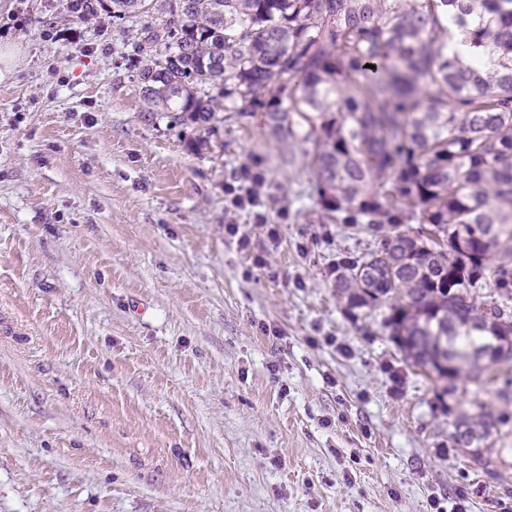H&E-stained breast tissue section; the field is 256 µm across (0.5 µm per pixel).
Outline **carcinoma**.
Listing matches in <instances>:
<instances>
[{
    "label": "carcinoma",
    "instance_id": "1",
    "mask_svg": "<svg viewBox=\"0 0 512 512\" xmlns=\"http://www.w3.org/2000/svg\"><path fill=\"white\" fill-rule=\"evenodd\" d=\"M71 17L105 12L134 43L145 118L194 125L263 113L298 146L323 214L365 224L375 250L341 258L336 296L381 326L413 369L453 399L478 385L458 424L501 436L479 398L483 373L512 366V0H68ZM467 58L448 52L455 33ZM374 68H369V65ZM417 228H411V225ZM496 288L485 291V283ZM491 351V358L476 353Z\"/></svg>",
    "mask_w": 512,
    "mask_h": 512
}]
</instances>
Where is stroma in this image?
I'll return each mask as SVG.
<instances>
[{
  "instance_id": "1",
  "label": "stroma",
  "mask_w": 512,
  "mask_h": 512,
  "mask_svg": "<svg viewBox=\"0 0 512 512\" xmlns=\"http://www.w3.org/2000/svg\"><path fill=\"white\" fill-rule=\"evenodd\" d=\"M64 2L0 0V512H512L502 374L490 481L448 444L469 393L442 412L337 304L374 240L326 220L292 143L146 121L132 38ZM245 169L266 223L225 192Z\"/></svg>"
}]
</instances>
